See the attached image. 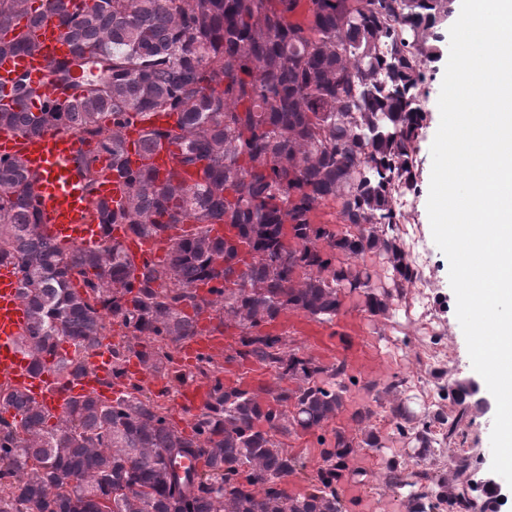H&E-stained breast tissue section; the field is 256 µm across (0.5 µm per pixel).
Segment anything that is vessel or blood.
<instances>
[{"instance_id":"obj_1","label":"vessel or blood","mask_w":512,"mask_h":512,"mask_svg":"<svg viewBox=\"0 0 512 512\" xmlns=\"http://www.w3.org/2000/svg\"><path fill=\"white\" fill-rule=\"evenodd\" d=\"M19 31L29 36L34 48L0 60V91L8 92L14 79L24 74L42 83L45 101H57L50 65L71 53L63 26L56 16L48 14L35 24L22 21ZM87 150L86 142L70 132L50 129L24 135L0 131V160L21 159L35 175L32 205L41 216L40 230L64 250L100 242L103 232L94 220L95 203L120 200L125 192L116 181L100 184L95 192H88L80 165ZM111 234L124 243L129 260L137 267L168 247L167 239L135 236L124 224L113 225ZM20 291L14 267L0 265V382L29 395L53 414L62 412L71 399L104 396L103 384L112 376L107 345H100L95 354L84 358L82 370L63 383H56L50 374L33 370L19 345L28 323V310ZM356 322V316L345 310L319 327L318 351L324 363H341L356 369L375 357V344L357 332ZM210 393L209 386L191 383L180 390L178 403L188 412L200 410L208 403Z\"/></svg>"}]
</instances>
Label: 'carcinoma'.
Instances as JSON below:
<instances>
[{
	"label": "carcinoma",
	"instance_id": "carcinoma-1",
	"mask_svg": "<svg viewBox=\"0 0 512 512\" xmlns=\"http://www.w3.org/2000/svg\"><path fill=\"white\" fill-rule=\"evenodd\" d=\"M449 2L308 0L292 22L299 0H45L73 45L52 66L64 97L33 112L42 87L21 78L11 101L0 102V129L93 141L82 157L87 188L116 175L126 191L95 209L101 243L64 251L40 233L23 163L0 161V263L21 275L29 314L21 344L34 369L62 380L80 362L59 355V344L93 352L106 319L117 317L146 344L111 348L112 378L126 377L132 353L180 384L206 378L212 391L185 436L135 383L111 401L75 398L56 416L0 385V403L17 416L0 417V512H345L336 469L381 440L340 431L320 450L306 492L278 487L304 468L281 438L336 417L347 368L293 353L260 327L287 310L331 322L354 292L363 293L364 311L383 315L411 283L398 239L377 226L395 223L392 189L414 186L422 65L435 54L432 29L447 19ZM23 17L36 22L29 0H0V57L33 49L30 39L9 36ZM152 114L170 122L140 137L141 157L167 146L176 168L201 174L194 185L158 184L147 164L132 168L126 130ZM330 202L335 212H317ZM335 221L359 233L338 236ZM113 224L146 238L176 224L193 229L138 271L109 236ZM214 224L235 236L212 237ZM241 243L252 261L236 274ZM366 252L389 265L378 287L377 272L358 261ZM201 283L207 298L196 293ZM187 306L234 323L239 357L270 368L273 384L226 388L205 354L184 372L168 347L196 333ZM285 379L295 387L281 386ZM391 412L398 436H414L424 452L437 443L433 426H448L450 439L465 415L418 428L402 403ZM186 457L204 460L206 470L179 473ZM471 465L458 456L447 475L408 474L391 462L383 486L408 489L407 512H472L475 499L460 482Z\"/></svg>",
	"mask_w": 512,
	"mask_h": 512
}]
</instances>
